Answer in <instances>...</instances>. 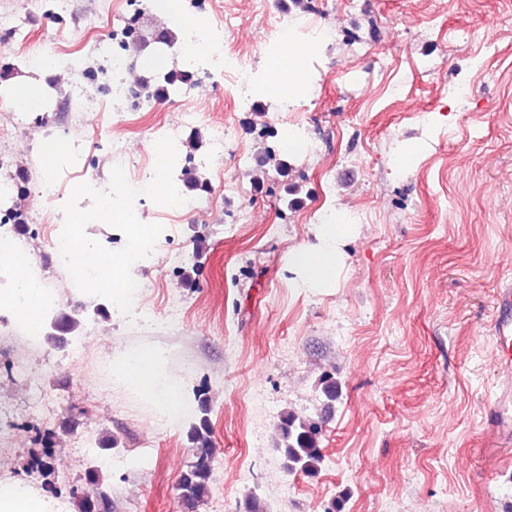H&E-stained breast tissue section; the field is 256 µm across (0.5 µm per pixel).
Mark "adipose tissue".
Returning <instances> with one entry per match:
<instances>
[{
	"label": "adipose tissue",
	"mask_w": 512,
	"mask_h": 512,
	"mask_svg": "<svg viewBox=\"0 0 512 512\" xmlns=\"http://www.w3.org/2000/svg\"><path fill=\"white\" fill-rule=\"evenodd\" d=\"M352 227L345 213L318 224L316 242L292 250L290 262L296 272V287L330 286L341 265L339 247L351 236ZM14 270L12 287L0 288V309H9L15 326L32 333L43 321L51 300L32 274L29 256L20 254L10 260ZM112 375L150 405L159 421H188L194 412V390L186 379L169 367L165 352L156 347L131 348L114 353ZM0 512H65L61 502L18 480L0 482Z\"/></svg>",
	"instance_id": "ef3b65f1"
}]
</instances>
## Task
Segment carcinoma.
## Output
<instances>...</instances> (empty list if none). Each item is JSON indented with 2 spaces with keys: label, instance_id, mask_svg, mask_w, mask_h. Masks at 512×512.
Returning <instances> with one entry per match:
<instances>
[{
  "label": "carcinoma",
  "instance_id": "1",
  "mask_svg": "<svg viewBox=\"0 0 512 512\" xmlns=\"http://www.w3.org/2000/svg\"><path fill=\"white\" fill-rule=\"evenodd\" d=\"M190 74L182 69H171L163 74L162 84L157 86V95L171 97L181 94ZM80 319L59 315L51 319L53 332L43 331V337L60 341L58 333H69L77 329ZM280 438L276 449L280 453L282 468L289 474L302 472L310 476L320 470L323 462L319 442L318 425L300 418L292 411L280 415ZM190 440L195 447V460L181 475L179 483L180 499L187 512H196L197 507L209 496L212 482V440L206 418L193 427Z\"/></svg>",
  "mask_w": 512,
  "mask_h": 512
}]
</instances>
